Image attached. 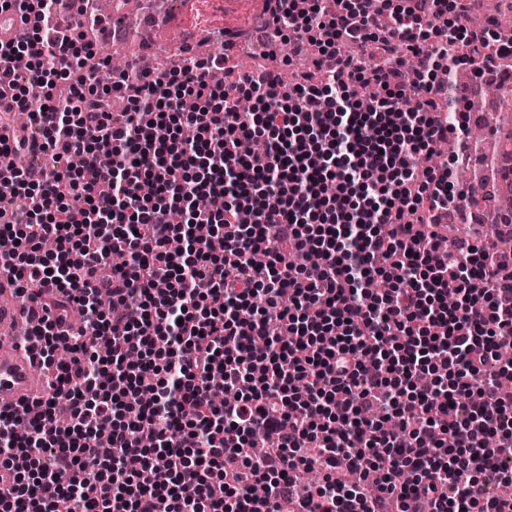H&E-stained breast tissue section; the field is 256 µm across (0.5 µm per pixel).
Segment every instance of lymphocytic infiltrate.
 Here are the masks:
<instances>
[{
	"instance_id": "1",
	"label": "lymphocytic infiltrate",
	"mask_w": 512,
	"mask_h": 512,
	"mask_svg": "<svg viewBox=\"0 0 512 512\" xmlns=\"http://www.w3.org/2000/svg\"><path fill=\"white\" fill-rule=\"evenodd\" d=\"M55 2L0 0L38 21L0 45V120L30 138L0 142V275L54 294L29 328L52 391L0 413L10 512H512V251L442 249L458 194L420 163L468 130L460 68L512 78L484 0H274L291 56L317 48L287 82L113 69L89 0Z\"/></svg>"
}]
</instances>
